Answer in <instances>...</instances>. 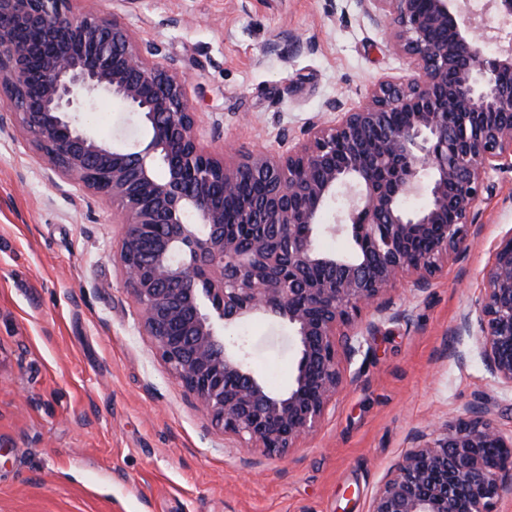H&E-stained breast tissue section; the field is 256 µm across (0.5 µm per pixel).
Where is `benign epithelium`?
<instances>
[{
    "label": "benign epithelium",
    "instance_id": "obj_1",
    "mask_svg": "<svg viewBox=\"0 0 512 512\" xmlns=\"http://www.w3.org/2000/svg\"><path fill=\"white\" fill-rule=\"evenodd\" d=\"M73 2L0 0V130L23 127L52 185L121 204V271L160 358L224 433L284 459L343 388L340 360L362 350V312L392 321L384 297L398 281L429 288L472 240L490 173L512 169V82L499 79L512 73V0L479 10L471 0H357L412 75L374 84L359 107L311 124L285 151L233 165L200 145L188 79L157 61L162 45ZM100 94L148 128L142 148L110 146L76 122ZM248 179L264 190L243 202ZM340 196L337 223H323ZM410 196L425 205L407 208ZM229 204L249 236L226 224ZM325 231L347 248L322 250ZM256 316L298 340L285 391L270 390L245 344L224 336ZM455 334L476 338L487 371L512 389V237L495 246ZM508 486L512 432L474 406L417 436L370 512H498Z\"/></svg>",
    "mask_w": 512,
    "mask_h": 512
}]
</instances>
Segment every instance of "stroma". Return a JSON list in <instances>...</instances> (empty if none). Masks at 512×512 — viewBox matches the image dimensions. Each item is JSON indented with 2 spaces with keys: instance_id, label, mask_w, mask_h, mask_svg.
Wrapping results in <instances>:
<instances>
[{
  "instance_id": "1",
  "label": "stroma",
  "mask_w": 512,
  "mask_h": 512,
  "mask_svg": "<svg viewBox=\"0 0 512 512\" xmlns=\"http://www.w3.org/2000/svg\"><path fill=\"white\" fill-rule=\"evenodd\" d=\"M158 42L189 78L206 150L234 161L280 152L312 122L359 106L408 65L356 0H76ZM127 105L100 100L84 124L107 142L145 143ZM478 234L426 293L400 283L318 431L268 459L212 425L138 326L118 267L121 207L54 190L18 123L0 132V512H368L376 489L428 424L485 404L512 430V391L474 338L495 245L512 235V170L491 173ZM248 362L286 389L298 357L280 321L241 331Z\"/></svg>"
}]
</instances>
